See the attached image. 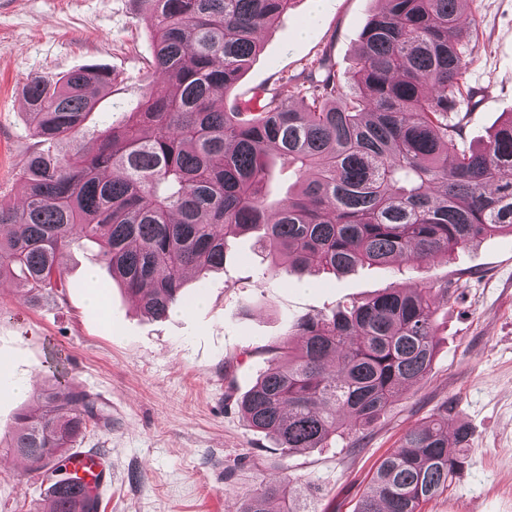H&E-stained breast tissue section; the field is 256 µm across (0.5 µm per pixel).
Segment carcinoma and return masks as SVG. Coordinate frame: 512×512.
Here are the masks:
<instances>
[{
	"label": "carcinoma",
	"instance_id": "1",
	"mask_svg": "<svg viewBox=\"0 0 512 512\" xmlns=\"http://www.w3.org/2000/svg\"><path fill=\"white\" fill-rule=\"evenodd\" d=\"M154 41L152 75L127 120L87 148L95 97L112 72L91 66L55 82L29 79L33 137L68 151L33 150L19 181L23 205L0 201V282L19 278L26 300L62 282L75 229L99 247L112 279L147 316L183 300L185 272L224 268L229 234L260 232L282 265L345 272L400 258L428 264L495 234L512 235V115L487 140L464 146L456 112L469 62L460 44L463 0H384L363 31L345 80L323 55L311 69L256 94L258 109L214 103L257 54L255 33L292 0H138ZM306 93L308 111L292 99ZM299 173L298 188L267 201L270 156ZM448 283L393 288L332 315L301 316L289 349L259 375L238 407L281 455L320 448L341 420L377 418L429 373L435 355L433 296ZM37 416L23 414L7 447L47 476L90 425L110 422L83 391L43 389ZM470 432L448 437V409L408 430L379 462L356 512H422L467 464ZM58 512L73 487L55 480ZM300 512L290 481L245 493L241 512Z\"/></svg>",
	"mask_w": 512,
	"mask_h": 512
}]
</instances>
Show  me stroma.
<instances>
[{
    "instance_id": "stroma-1",
    "label": "stroma",
    "mask_w": 512,
    "mask_h": 512,
    "mask_svg": "<svg viewBox=\"0 0 512 512\" xmlns=\"http://www.w3.org/2000/svg\"><path fill=\"white\" fill-rule=\"evenodd\" d=\"M381 0H294L257 35L260 46L225 105L330 56L351 72L368 19ZM472 99L465 140L487 137L512 113V0H466ZM153 39L137 0H0V199L18 206V172L34 149L22 105L32 76L52 79L90 65L112 73L89 131L122 123L150 82ZM64 291L24 301L22 281L0 284V512L45 508L40 471L2 448L20 414H41L36 389L59 379L104 403L111 424L79 439L100 452L112 482L100 512H241L245 492L290 478L313 512H355L380 459L438 410L471 433L468 467L424 512H512V235L497 234L427 265H360L343 274L280 273L255 234L227 239L221 270L187 274L189 308L143 315L114 282L97 245L80 241L62 259ZM447 283L437 296L431 369L387 411L351 424L324 447L281 455L248 427L237 406L298 317L328 314L392 288ZM102 307L89 301L92 292Z\"/></svg>"
}]
</instances>
